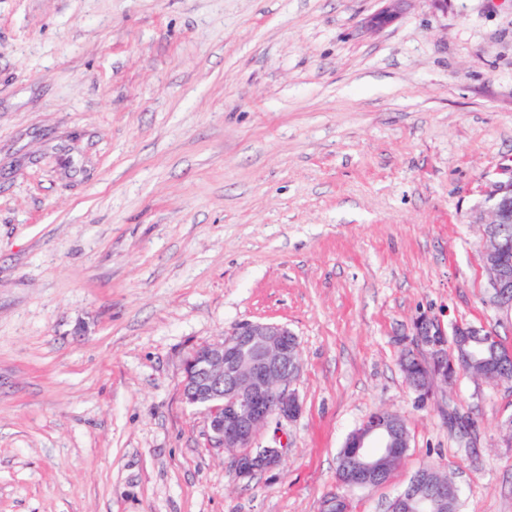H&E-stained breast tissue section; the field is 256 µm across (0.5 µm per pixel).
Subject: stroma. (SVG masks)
<instances>
[{
	"label": "stroma",
	"mask_w": 512,
	"mask_h": 512,
	"mask_svg": "<svg viewBox=\"0 0 512 512\" xmlns=\"http://www.w3.org/2000/svg\"><path fill=\"white\" fill-rule=\"evenodd\" d=\"M0 0V512H321L373 410L461 512H512V386L419 399L418 318L484 326L475 224L512 178V0ZM294 333L303 410L239 481L182 396L239 323Z\"/></svg>",
	"instance_id": "35a3bbf8"
}]
</instances>
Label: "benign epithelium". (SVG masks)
I'll return each mask as SVG.
<instances>
[{
    "label": "benign epithelium",
    "instance_id": "benign-epithelium-1",
    "mask_svg": "<svg viewBox=\"0 0 512 512\" xmlns=\"http://www.w3.org/2000/svg\"><path fill=\"white\" fill-rule=\"evenodd\" d=\"M389 5L373 15L367 26L380 28L402 11L406 0H387ZM476 222L485 225L481 256L483 265L491 270L489 289L492 301L503 309L512 310V251L501 229L512 224V177L499 182L487 197L486 215ZM491 335L474 327L456 324L454 341L461 347L460 356L448 358V338L434 320L422 317L414 324L410 349L426 350L425 376L407 379L409 387L425 399L435 381L448 385L471 362L467 351L473 337ZM301 373L299 343L287 326L262 321H245L224 336L223 341L200 347L184 367L182 393L187 404L201 410L207 417L208 437L213 448L234 451V468L238 479L250 480L260 472L272 471L281 464L284 448H253L260 431L273 420L291 421L302 409L293 389ZM383 448H407L405 432L386 409L366 416L349 434L345 447L352 449L357 460L355 470L336 477L345 487L349 482L368 486L379 479L380 460L370 451L373 445ZM428 484V474L417 475L411 485L394 498L396 506L389 512H431L435 506L448 502V487L429 484L426 494L415 491ZM346 512L349 502L336 491L328 494L322 512Z\"/></svg>",
    "mask_w": 512,
    "mask_h": 512
}]
</instances>
